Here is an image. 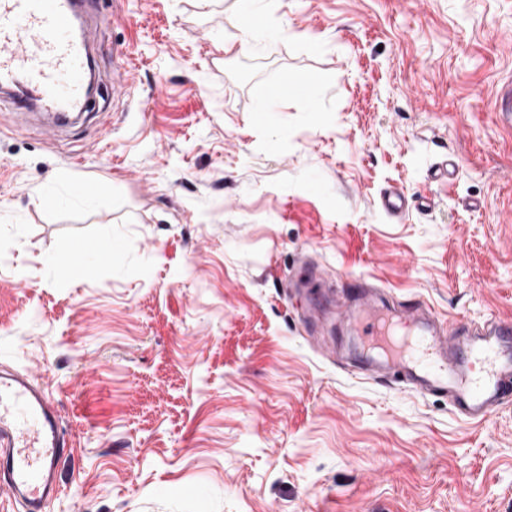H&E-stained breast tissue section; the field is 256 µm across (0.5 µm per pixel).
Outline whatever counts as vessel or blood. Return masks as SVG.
I'll return each instance as SVG.
<instances>
[{
  "label": "vessel or blood",
  "instance_id": "b4317fda",
  "mask_svg": "<svg viewBox=\"0 0 512 512\" xmlns=\"http://www.w3.org/2000/svg\"><path fill=\"white\" fill-rule=\"evenodd\" d=\"M88 0H0V107L17 120L40 113L52 126L84 112L91 56L75 20ZM358 277L347 285L349 310L377 363L405 384L452 397L456 411L481 420L512 396V320L472 334L422 318L419 306L392 314L366 298ZM67 447L56 408L29 374L0 369V487L26 512H49Z\"/></svg>",
  "mask_w": 512,
  "mask_h": 512
}]
</instances>
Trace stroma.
Masks as SVG:
<instances>
[{
    "label": "stroma",
    "mask_w": 512,
    "mask_h": 512,
    "mask_svg": "<svg viewBox=\"0 0 512 512\" xmlns=\"http://www.w3.org/2000/svg\"><path fill=\"white\" fill-rule=\"evenodd\" d=\"M85 20L99 123L0 112V366L61 409L52 512H512V400L466 420L368 377L337 313L360 276L512 320V0H276L248 41L236 0ZM78 237L107 254L72 272ZM331 80L330 75L322 72L312 73L309 77L303 79L300 85L293 86L288 94H268L267 107L259 112H271L273 108H286L290 102L309 101L312 93L318 87H321Z\"/></svg>",
    "instance_id": "1"
}]
</instances>
